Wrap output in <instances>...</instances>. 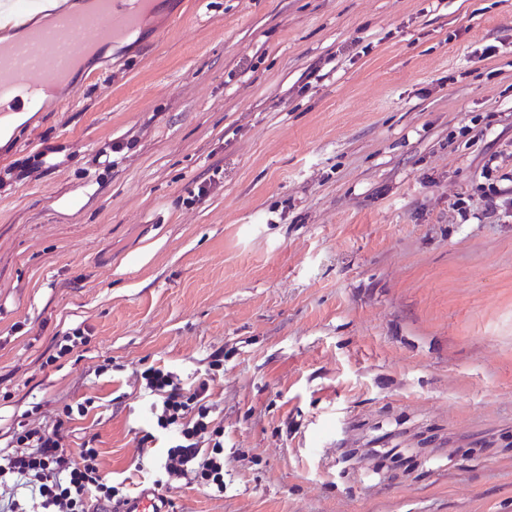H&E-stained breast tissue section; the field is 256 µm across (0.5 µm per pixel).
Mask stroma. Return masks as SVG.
<instances>
[{"mask_svg": "<svg viewBox=\"0 0 512 512\" xmlns=\"http://www.w3.org/2000/svg\"><path fill=\"white\" fill-rule=\"evenodd\" d=\"M161 8L0 143V448L88 399L136 493L143 372H210L173 512H512V0Z\"/></svg>", "mask_w": 512, "mask_h": 512, "instance_id": "stroma-1", "label": "stroma"}]
</instances>
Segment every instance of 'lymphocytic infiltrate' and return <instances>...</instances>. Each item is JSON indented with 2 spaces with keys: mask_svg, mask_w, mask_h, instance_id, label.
Wrapping results in <instances>:
<instances>
[{
  "mask_svg": "<svg viewBox=\"0 0 512 512\" xmlns=\"http://www.w3.org/2000/svg\"><path fill=\"white\" fill-rule=\"evenodd\" d=\"M146 387L157 397L156 426L168 437L149 471L152 484L163 488L190 476L223 492L224 432L209 419V380L187 388L177 374L158 368ZM86 413L80 403L57 414L52 428L21 423L10 449H0V512H94L100 502L126 501L123 488L100 471L96 437L83 442L78 457L66 452L70 423Z\"/></svg>",
  "mask_w": 512,
  "mask_h": 512,
  "instance_id": "lymphocytic-infiltrate-1",
  "label": "lymphocytic infiltrate"
}]
</instances>
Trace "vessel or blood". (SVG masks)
<instances>
[{"instance_id": "1", "label": "vessel or blood", "mask_w": 512, "mask_h": 512, "mask_svg": "<svg viewBox=\"0 0 512 512\" xmlns=\"http://www.w3.org/2000/svg\"><path fill=\"white\" fill-rule=\"evenodd\" d=\"M39 0H0V26L22 29L23 37L0 52V118L30 109L48 82L67 80L81 58L100 44L118 41L140 25L154 0H92L85 10H57L32 25L28 14ZM115 512H169L166 497L142 490Z\"/></svg>"}]
</instances>
